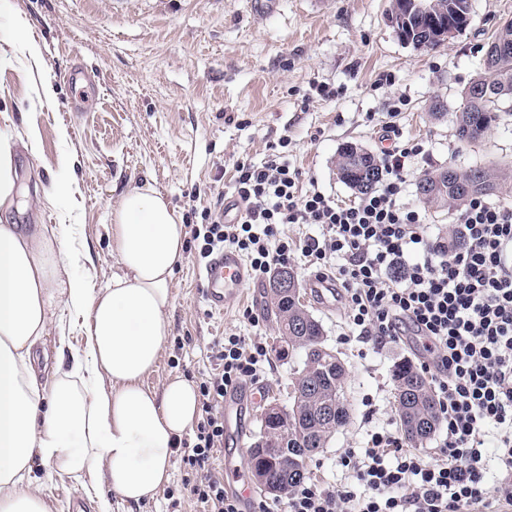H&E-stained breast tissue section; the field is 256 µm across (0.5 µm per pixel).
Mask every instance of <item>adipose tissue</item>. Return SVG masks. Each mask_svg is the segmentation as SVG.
<instances>
[{"label": "adipose tissue", "instance_id": "adipose-tissue-1", "mask_svg": "<svg viewBox=\"0 0 512 512\" xmlns=\"http://www.w3.org/2000/svg\"><path fill=\"white\" fill-rule=\"evenodd\" d=\"M111 218L122 272L97 290L77 279L58 285L80 251L0 223V512H53L33 470L37 460L48 475L82 481L95 512H112L116 498L152 499L198 418L191 381L177 376L158 390L142 384L171 332L185 226L147 185L129 188ZM56 300L85 313L87 343L67 366H55L44 391L32 349L49 332Z\"/></svg>", "mask_w": 512, "mask_h": 512}]
</instances>
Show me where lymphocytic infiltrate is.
<instances>
[{"label":"lymphocytic infiltrate","instance_id":"lymphocytic-infiltrate-1","mask_svg":"<svg viewBox=\"0 0 512 512\" xmlns=\"http://www.w3.org/2000/svg\"><path fill=\"white\" fill-rule=\"evenodd\" d=\"M392 144L378 159L382 181L351 204L318 188H303L288 160V139L258 163L236 165V223L206 212L192 225L195 257L217 249L244 256L256 278L303 258L341 288L348 322L362 341L380 348L398 337L427 344L421 362L431 372L442 436L433 454L404 448L387 429L372 431L365 448L345 458L354 488L306 483L289 493L287 512H512V207L472 197L449 240L426 233L420 211L402 203L412 160L422 143L387 125ZM288 224L312 233L288 237ZM216 369L200 385L201 420L186 457L208 462L224 445V396L271 366L267 341L225 335L214 343ZM495 449L498 475L484 459ZM209 512H241L224 478L206 472L184 481Z\"/></svg>","mask_w":512,"mask_h":512}]
</instances>
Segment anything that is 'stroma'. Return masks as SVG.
Returning <instances> with one entry per match:
<instances>
[{"label":"stroma","instance_id":"obj_1","mask_svg":"<svg viewBox=\"0 0 512 512\" xmlns=\"http://www.w3.org/2000/svg\"><path fill=\"white\" fill-rule=\"evenodd\" d=\"M36 36L41 66L24 55L0 65V133L22 142L15 157L19 193L0 210V222L34 231H63L89 258L72 277L102 287L120 273L108 224L120 195L151 185L170 200L185 225L223 208L232 194L235 165L262 161L280 137L290 140L289 159L302 181H314L340 203L356 199L336 175L338 150L353 143L379 152L385 122L404 137L424 142L427 154L410 168L402 201L421 208L430 234H446L457 210L421 206L416 185L427 171L452 163L498 167L512 164V117L475 144L458 140L455 113L464 90L477 77L483 47L504 20L512 0H472L469 26L426 51L404 43L390 18L391 0H14ZM78 66L87 82L69 85L61 71ZM394 84L377 86L379 75ZM338 89L331 100L306 99L312 82ZM52 97H44L43 83ZM446 109L430 110L432 101ZM400 111H393V104ZM35 140H28V131ZM72 182L69 196L28 204L33 190L60 178ZM200 265L185 255L172 284V331L154 372L151 389L181 376L203 382L214 364L209 349L225 333L251 335L240 314L252 308L262 318L272 368L262 380L268 398L287 406L299 358L288 352L268 308V279L242 289L224 313L208 311ZM303 302L320 320L328 348L346 373V424L308 463L312 483L349 484L343 459L362 448L371 431H400L392 370L413 362L408 346L378 349L351 335L340 300L323 304L307 293ZM85 344L82 322L64 304L36 349L40 387L53 381L59 340ZM187 448H177L171 479L156 498L139 504L113 500L112 512H207L183 488Z\"/></svg>","mask_w":512,"mask_h":512}]
</instances>
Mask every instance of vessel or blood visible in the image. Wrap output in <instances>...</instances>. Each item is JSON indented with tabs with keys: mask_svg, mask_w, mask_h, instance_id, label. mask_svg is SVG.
<instances>
[{
	"mask_svg": "<svg viewBox=\"0 0 512 512\" xmlns=\"http://www.w3.org/2000/svg\"><path fill=\"white\" fill-rule=\"evenodd\" d=\"M199 278L202 284L203 298L210 311L220 312L234 299L240 290L253 281V274L235 250L226 248L216 252L201 269ZM265 399V390L261 387L242 385L224 398V434L239 437L240 417L245 403L259 404Z\"/></svg>",
	"mask_w": 512,
	"mask_h": 512,
	"instance_id": "1",
	"label": "vessel or blood"
}]
</instances>
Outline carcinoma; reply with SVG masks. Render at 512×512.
I'll list each match as a JSON object with an SVG mask.
<instances>
[{"label": "carcinoma", "mask_w": 512, "mask_h": 512, "mask_svg": "<svg viewBox=\"0 0 512 512\" xmlns=\"http://www.w3.org/2000/svg\"><path fill=\"white\" fill-rule=\"evenodd\" d=\"M467 0H419L411 15L414 28H426L434 19L456 31L468 26L467 19L453 9ZM512 38V20L498 27L485 45L484 69L464 92L463 106L455 115L456 135L465 143L481 140L492 123L512 115V41L497 49L503 36ZM338 178L358 194L377 187L381 168L373 153L352 143L339 148ZM508 173L481 165L468 168L440 167L422 175L417 193L425 205L443 210L464 205L474 196H494ZM290 269L276 272L270 283V308L277 318L281 338L300 354L291 404L276 416L262 417L260 436L254 443L249 462L254 472L265 477L263 485L282 494L302 485L308 474L307 459L323 448L329 437L349 418L342 396L345 367L342 360L323 344V327L307 310L295 289H280ZM396 399L405 439L423 442L439 426L438 403L423 377L409 363L394 370ZM336 407V422L322 421V410Z\"/></svg>", "instance_id": "1"}]
</instances>
